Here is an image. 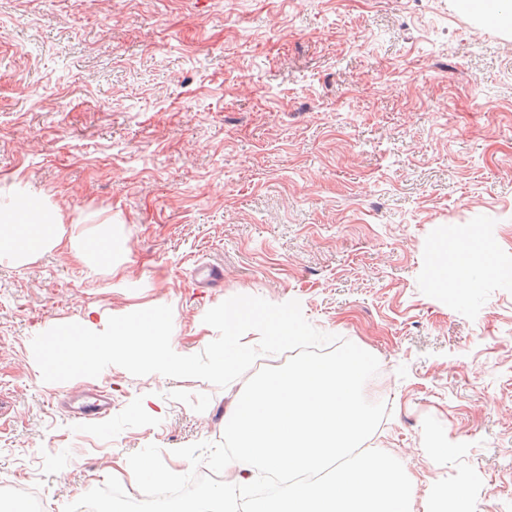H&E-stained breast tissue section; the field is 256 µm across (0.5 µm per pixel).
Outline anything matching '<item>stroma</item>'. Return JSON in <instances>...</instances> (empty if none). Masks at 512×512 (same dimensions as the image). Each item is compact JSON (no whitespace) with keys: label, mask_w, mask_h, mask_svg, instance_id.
<instances>
[{"label":"stroma","mask_w":512,"mask_h":512,"mask_svg":"<svg viewBox=\"0 0 512 512\" xmlns=\"http://www.w3.org/2000/svg\"><path fill=\"white\" fill-rule=\"evenodd\" d=\"M17 183L130 248L113 288L65 253L0 264V481L44 512L148 444L168 462L220 442L237 389L118 364L50 381L48 329L147 306L200 353L235 295L298 300L385 366L367 445L402 463L410 512L446 486L512 512V285L493 272L512 263V30L457 0H0V189ZM443 249L477 250L473 288L429 279ZM88 389L110 414L71 418L61 397Z\"/></svg>","instance_id":"obj_1"}]
</instances>
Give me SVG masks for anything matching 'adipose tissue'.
<instances>
[{
  "mask_svg": "<svg viewBox=\"0 0 512 512\" xmlns=\"http://www.w3.org/2000/svg\"><path fill=\"white\" fill-rule=\"evenodd\" d=\"M29 192L20 186L0 194V263L25 266L45 254L65 252L93 274L124 281L129 248L112 224H68L50 202L35 216L22 209ZM179 327L168 317L137 309L109 319L89 309L77 323L54 326L38 358L48 376L83 371L97 360L133 366L147 378L182 380L199 369L195 357L179 346Z\"/></svg>",
  "mask_w": 512,
  "mask_h": 512,
  "instance_id": "adipose-tissue-1",
  "label": "adipose tissue"
}]
</instances>
